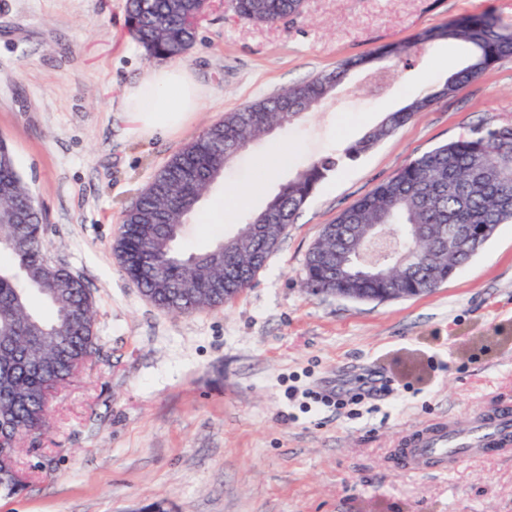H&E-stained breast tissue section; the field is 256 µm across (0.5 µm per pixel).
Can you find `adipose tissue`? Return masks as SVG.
<instances>
[{
  "mask_svg": "<svg viewBox=\"0 0 512 512\" xmlns=\"http://www.w3.org/2000/svg\"><path fill=\"white\" fill-rule=\"evenodd\" d=\"M200 92L187 71L161 65L145 71L138 84L125 91V110L134 133L153 137L176 131L197 108Z\"/></svg>",
  "mask_w": 512,
  "mask_h": 512,
  "instance_id": "1",
  "label": "adipose tissue"
}]
</instances>
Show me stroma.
<instances>
[{
  "instance_id": "obj_1",
  "label": "stroma",
  "mask_w": 512,
  "mask_h": 512,
  "mask_svg": "<svg viewBox=\"0 0 512 512\" xmlns=\"http://www.w3.org/2000/svg\"><path fill=\"white\" fill-rule=\"evenodd\" d=\"M126 0H0V138L48 216L47 253L87 284L98 354L57 390L50 433L24 441L27 483L0 512H512V458L443 474L393 469L408 429L458 426L512 401V223L433 292L388 302L311 296L305 257L324 224L411 159L481 124L512 123V57L438 100L317 190L232 303L164 312L121 271L124 210L169 158L224 113L425 28L483 12L512 29V0H306L254 25L211 0L178 60L205 90L177 135L132 133L122 95L153 67ZM454 43L413 46L383 91L353 73L307 118L256 142L210 191L248 192L222 224H189L193 252L233 235L280 183L362 137L459 69ZM291 152L261 176L274 145ZM390 385L336 409L308 392Z\"/></svg>"
}]
</instances>
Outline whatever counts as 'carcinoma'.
<instances>
[{"instance_id": "1", "label": "carcinoma", "mask_w": 512, "mask_h": 512, "mask_svg": "<svg viewBox=\"0 0 512 512\" xmlns=\"http://www.w3.org/2000/svg\"><path fill=\"white\" fill-rule=\"evenodd\" d=\"M198 0H127L129 31L148 57L172 59L180 48L193 45ZM304 0H234L241 18L267 24L302 13ZM455 42L467 48L468 64L437 88L388 112L385 120L339 153L318 158L282 182L247 224L268 214L262 235L248 227L238 232L236 261L224 264L222 241L189 254L178 251L177 240L205 194L224 177L237 158L240 142H253L298 121L309 105L331 97L356 68L373 56L399 61L410 45L395 42L379 51L349 60L336 70L253 101L215 121L193 142L174 154L156 173L136 201L126 209L112 252L126 277L158 307L192 314L222 307L249 287L295 218L329 175L357 161L417 114L427 111L439 95L460 86L512 56V30L488 12L460 16L419 32L413 45ZM0 252L12 257L0 266V423L4 444L21 454L24 437L50 426L49 388L75 380L96 351L93 303L85 283L50 261L44 239L45 214L17 171L7 144L0 140ZM512 223V125L476 126L464 137L438 145L411 160L371 193L325 225L305 260L304 288L311 295H334L344 288H427L445 283L478 252L456 256L435 249L450 224H488L494 236ZM400 234L405 260L382 269L376 281L351 280L334 269L336 236L352 229L354 250L369 242L368 228ZM39 297L50 310L34 304Z\"/></svg>"}]
</instances>
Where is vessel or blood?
<instances>
[{"instance_id": "b4317fda", "label": "vessel or blood", "mask_w": 512, "mask_h": 512, "mask_svg": "<svg viewBox=\"0 0 512 512\" xmlns=\"http://www.w3.org/2000/svg\"><path fill=\"white\" fill-rule=\"evenodd\" d=\"M510 451L512 403L497 400L477 413L468 429L448 421L414 430L391 452L389 462L408 472H438L477 456Z\"/></svg>"}]
</instances>
